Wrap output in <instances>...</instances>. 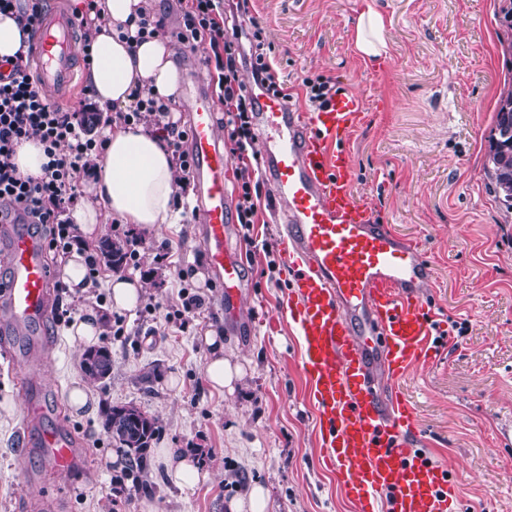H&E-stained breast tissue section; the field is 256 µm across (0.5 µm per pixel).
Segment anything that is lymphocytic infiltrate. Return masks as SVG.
Segmentation results:
<instances>
[{"label":"lymphocytic infiltrate","mask_w":512,"mask_h":512,"mask_svg":"<svg viewBox=\"0 0 512 512\" xmlns=\"http://www.w3.org/2000/svg\"><path fill=\"white\" fill-rule=\"evenodd\" d=\"M176 37L184 44L206 41L212 47L217 72L212 82L224 106L229 152L242 159L246 143L253 138L256 101L238 80L240 65L249 63L254 82L266 90L280 97L285 94L284 83L266 60L261 27L253 28L249 41L255 50L251 59H244L238 33L227 30L224 0H187ZM96 114L90 102L74 112L51 104L33 77L29 53L16 56L6 70H0V200L9 204L8 210L0 211L1 224L31 225L43 235L47 248L59 253H69L78 245L80 235L69 212L77 198L78 174L103 145L85 134L86 122ZM117 117L126 122L153 120L177 159L182 184H190L192 157L185 147L189 133L172 120L165 104L142 91L134 105ZM30 138L43 144L48 157L36 179L21 177L12 161L17 146Z\"/></svg>","instance_id":"obj_1"}]
</instances>
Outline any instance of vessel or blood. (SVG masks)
<instances>
[{"instance_id": "vessel-or-blood-1", "label": "vessel or blood", "mask_w": 512, "mask_h": 512, "mask_svg": "<svg viewBox=\"0 0 512 512\" xmlns=\"http://www.w3.org/2000/svg\"><path fill=\"white\" fill-rule=\"evenodd\" d=\"M75 26L52 6L31 55L38 86L51 101L68 102L80 84ZM189 148L197 187L198 233L228 310L244 294L245 278L230 239L234 224L219 134L218 106L202 83L187 82ZM264 176L282 224V255L292 291L288 316L300 339V359L320 423L322 459L336 472L360 512L381 497L391 512H452L456 487L426 449L417 447L408 401L386 392L436 348L421 292L431 271L419 248L377 223L352 191L351 160L342 145L360 99L339 93L313 115L287 107L264 90L255 94ZM0 338L33 339L20 360L24 393L22 441L44 467L67 471L81 458L76 438L45 425L39 398L53 346L45 331L52 277L42 239L24 224L0 225Z\"/></svg>"}]
</instances>
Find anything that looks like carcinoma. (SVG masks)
<instances>
[{
  "mask_svg": "<svg viewBox=\"0 0 512 512\" xmlns=\"http://www.w3.org/2000/svg\"><path fill=\"white\" fill-rule=\"evenodd\" d=\"M512 129V92L498 102L495 128L489 140L486 175L493 192L512 209V136L503 131ZM128 258L125 244L105 239L100 247V259L114 270L122 268ZM83 372L92 381L100 382L112 373V356L105 348L90 349L84 355ZM106 426L112 440L130 452L128 469L133 472L143 467V453L157 432L156 420L140 408L127 405L107 410Z\"/></svg>",
  "mask_w": 512,
  "mask_h": 512,
  "instance_id": "cac0c4a2",
  "label": "carcinoma"
}]
</instances>
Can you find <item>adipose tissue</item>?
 <instances>
[{
	"label": "adipose tissue",
	"instance_id": "ef3b65f1",
	"mask_svg": "<svg viewBox=\"0 0 512 512\" xmlns=\"http://www.w3.org/2000/svg\"><path fill=\"white\" fill-rule=\"evenodd\" d=\"M147 5V0H102L90 46L88 83L101 105L127 107L135 89L146 88L178 113L185 101L173 61L175 45L158 34L134 43L121 37L122 31L135 30L138 15ZM353 45L368 60L387 54L386 23L379 11L370 7L360 14ZM93 162L86 195L72 212L86 239H93L112 218L149 234L176 223L173 202L180 183L161 132L142 123H113ZM203 342L210 350L207 378L213 388L223 390L239 378L240 368L225 359L216 332H207Z\"/></svg>",
	"mask_w": 512,
	"mask_h": 512
}]
</instances>
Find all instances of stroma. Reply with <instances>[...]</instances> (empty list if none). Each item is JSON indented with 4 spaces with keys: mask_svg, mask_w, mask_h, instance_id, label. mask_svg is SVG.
I'll list each match as a JSON object with an SVG mask.
<instances>
[{
    "mask_svg": "<svg viewBox=\"0 0 512 512\" xmlns=\"http://www.w3.org/2000/svg\"><path fill=\"white\" fill-rule=\"evenodd\" d=\"M387 21L386 58L359 57L351 34L367 5ZM501 0H253L267 57L292 93L304 77L329 78L363 101L345 148L352 188L377 220L415 243L432 272L422 296L446 336L435 358L415 366L395 389L413 406L418 436L457 489L454 512H512V210L488 188V139L497 102L512 90V52L500 23ZM268 183L254 222L236 226L249 287L236 317L224 290L202 280L209 265L193 208L161 237L108 220L104 238L136 253L125 277L138 279V308L111 304L113 271L99 265L85 294L57 289L50 327L52 396L85 381L84 347L70 336L87 309L105 316L100 346L112 374L90 385L98 406L68 410L87 465L44 470L22 455L23 394L12 349L0 345V512H28L27 484L49 489L47 512H227L251 486L267 492L265 512H357L335 472L320 461L316 410L300 361V339L283 314L290 291ZM202 306L181 325L183 292ZM245 368L233 391L207 380L208 330ZM135 405L159 427L139 480L128 453L105 426L112 406ZM182 448L210 479L191 489L169 478L164 449Z\"/></svg>",
    "mask_w": 512,
    "mask_h": 512,
    "instance_id": "stroma-1",
    "label": "stroma"
}]
</instances>
